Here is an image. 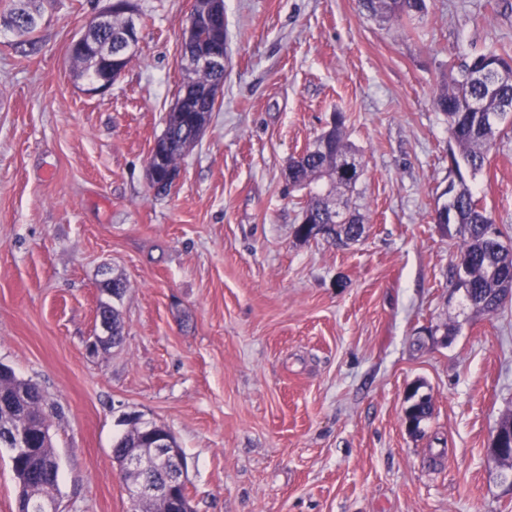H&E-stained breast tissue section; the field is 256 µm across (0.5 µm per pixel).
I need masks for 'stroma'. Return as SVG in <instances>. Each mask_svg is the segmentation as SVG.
I'll return each instance as SVG.
<instances>
[{
    "label": "stroma",
    "mask_w": 512,
    "mask_h": 512,
    "mask_svg": "<svg viewBox=\"0 0 512 512\" xmlns=\"http://www.w3.org/2000/svg\"><path fill=\"white\" fill-rule=\"evenodd\" d=\"M133 3L139 49L95 95L69 45L109 0H53L30 57L0 27V363L56 411L61 512H130L112 455L130 412L176 438L194 512H512L490 455L512 302L474 313L431 222L463 183L512 245V124L456 170L434 105L448 70L512 54V0H427L399 24L359 0H224L223 95L163 196L147 160L194 0ZM337 112L365 163L346 247L295 238L286 181ZM109 300L123 340L96 349Z\"/></svg>",
    "instance_id": "1"
}]
</instances>
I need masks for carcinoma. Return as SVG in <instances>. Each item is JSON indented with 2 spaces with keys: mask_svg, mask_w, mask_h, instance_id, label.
I'll return each instance as SVG.
<instances>
[{
  "mask_svg": "<svg viewBox=\"0 0 512 512\" xmlns=\"http://www.w3.org/2000/svg\"><path fill=\"white\" fill-rule=\"evenodd\" d=\"M362 5L372 15L395 22L426 10L425 0H362ZM41 18L38 7L30 9L12 3L0 11V23L20 37L17 47L23 54L39 49ZM122 33V20L115 15L87 27L80 40L71 41L69 54L79 67L78 77L96 83L100 75L96 57L114 46ZM509 61L512 62V57L508 54L492 51L464 63L458 75L443 76L434 103L448 119V131L458 148L459 158L453 159L454 166L462 162L474 172L481 170L490 145L500 133V125L512 118V80L492 82L486 78L497 66ZM178 96L182 97L185 109L182 119L166 125L162 132V137L172 144L164 164L175 169L186 150L196 144L195 128L205 120V115L197 110L193 91L180 92ZM324 138L328 152H308L294 162L292 185L308 189L301 205L307 223L297 225L295 235L303 241L322 238L335 246H347L362 237L364 225L337 221L333 202L341 200L349 204L348 194L363 176L364 166L354 168L349 177L336 175L340 161L361 159L359 150L344 132L342 115H336V124ZM448 206L456 210L454 224L458 236L450 281L453 288L463 291L473 309L490 314L512 297V248L503 245L501 229L467 185L460 186ZM98 316L109 321V333L98 337L102 348L119 344L122 327L117 309L102 303ZM0 392L16 402L17 413L40 422V426L30 430L32 451L22 459L11 457L12 472L19 485L18 498L31 502L50 497L58 486L59 464L49 433L51 414L45 410L44 397L35 384L19 378L10 367L0 372ZM431 412L430 397L421 396L410 410L413 432L419 431ZM152 442L153 434L128 429L113 442L115 457H121L130 448H149Z\"/></svg>",
  "mask_w": 512,
  "mask_h": 512,
  "instance_id": "1",
  "label": "carcinoma"
}]
</instances>
